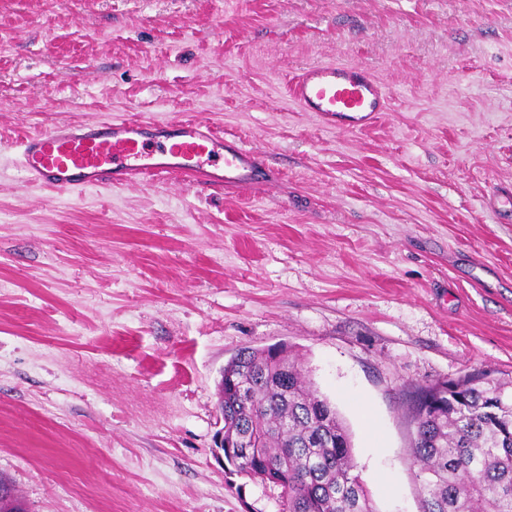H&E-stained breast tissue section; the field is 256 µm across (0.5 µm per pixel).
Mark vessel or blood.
Listing matches in <instances>:
<instances>
[{
  "label": "vessel or blood",
  "instance_id": "1",
  "mask_svg": "<svg viewBox=\"0 0 512 512\" xmlns=\"http://www.w3.org/2000/svg\"><path fill=\"white\" fill-rule=\"evenodd\" d=\"M289 96L302 111L350 132L372 128L390 107L381 83L357 64L308 67L290 83ZM18 164L33 184L77 192L171 175L209 188H246L257 176L254 155L201 117L58 122L20 141Z\"/></svg>",
  "mask_w": 512,
  "mask_h": 512
}]
</instances>
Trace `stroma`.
I'll return each instance as SVG.
<instances>
[{"mask_svg": "<svg viewBox=\"0 0 512 512\" xmlns=\"http://www.w3.org/2000/svg\"><path fill=\"white\" fill-rule=\"evenodd\" d=\"M331 62L384 84L376 128L289 99ZM131 114L206 117L258 186L16 165L18 134ZM280 343L375 512H421L416 390L512 376V0H0V476L29 512H281L214 455L221 370Z\"/></svg>", "mask_w": 512, "mask_h": 512, "instance_id": "1", "label": "stroma"}]
</instances>
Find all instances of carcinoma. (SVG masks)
<instances>
[{
  "label": "carcinoma",
  "instance_id": "1",
  "mask_svg": "<svg viewBox=\"0 0 512 512\" xmlns=\"http://www.w3.org/2000/svg\"><path fill=\"white\" fill-rule=\"evenodd\" d=\"M447 385L439 396L431 385L414 396L422 512H512V380L468 375ZM218 392L224 436L251 432L260 441L233 471L279 487L282 512H374L353 474L349 434L301 363L244 349L224 366ZM0 512H24L2 479Z\"/></svg>",
  "mask_w": 512,
  "mask_h": 512
}]
</instances>
